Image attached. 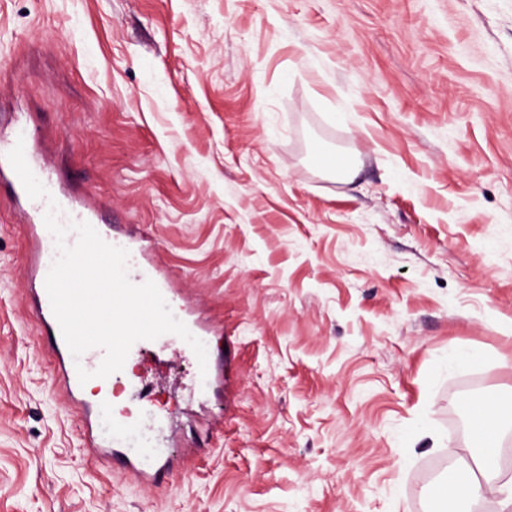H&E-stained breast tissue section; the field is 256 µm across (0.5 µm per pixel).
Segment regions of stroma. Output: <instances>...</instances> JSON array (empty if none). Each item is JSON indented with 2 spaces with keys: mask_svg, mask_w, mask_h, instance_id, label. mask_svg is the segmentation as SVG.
Masks as SVG:
<instances>
[{
  "mask_svg": "<svg viewBox=\"0 0 512 512\" xmlns=\"http://www.w3.org/2000/svg\"><path fill=\"white\" fill-rule=\"evenodd\" d=\"M0 110L224 366L169 336L114 384L190 473L91 466L0 187V512H440L467 402L512 396V0H0ZM102 239L113 246L124 248L128 251V259L126 268L129 280L133 284H142L145 280H152L158 287L162 296L165 297L170 289L165 288L164 283L160 282L154 273L152 265H143L138 261L137 251L131 245V237L129 233L124 230L120 224L112 225V232L108 230L98 232Z\"/></svg>",
  "mask_w": 512,
  "mask_h": 512,
  "instance_id": "35a3bbf8",
  "label": "stroma"
}]
</instances>
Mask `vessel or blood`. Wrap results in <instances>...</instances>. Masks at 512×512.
<instances>
[{"mask_svg":"<svg viewBox=\"0 0 512 512\" xmlns=\"http://www.w3.org/2000/svg\"><path fill=\"white\" fill-rule=\"evenodd\" d=\"M20 139L25 142L26 161L34 175L48 190V197L36 200L27 198L21 180L7 160L8 153ZM32 141L31 132L23 128L19 129L18 133L10 135L0 132V183H8L17 196L24 198L26 205L24 213L28 224L35 225L43 222L44 215L50 203L53 202L60 208L58 213L60 223L94 222L98 216L94 203L75 201L60 184L55 182L41 164ZM101 237L108 244L127 249L126 268L132 283L139 285L145 280L154 279L153 266L139 262L136 250L131 247V237L121 225L116 224L111 230L102 231ZM57 256L58 251L52 238L45 233L37 235L35 242L37 265L45 269L51 268ZM29 311L41 331L48 334L53 341L49 381L52 386L62 390L70 408L79 416L89 460L104 464L113 471L149 487L157 489L164 486L171 469L170 458L159 455L150 461L139 460L130 453L122 438L123 432L132 423L131 418L121 412L109 417L105 416L104 411L109 406L107 400L90 401L83 396L84 387L79 382L77 371L81 368L89 372L95 371L104 357L103 349L99 347L89 349L83 358L74 359L63 338L46 289H39Z\"/></svg>","mask_w":512,"mask_h":512,"instance_id":"1","label":"vessel or blood"}]
</instances>
